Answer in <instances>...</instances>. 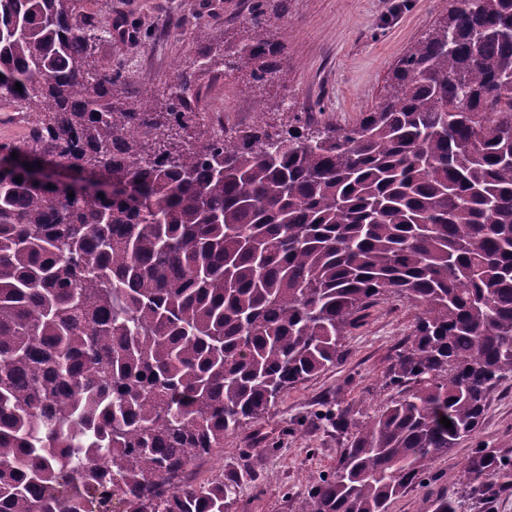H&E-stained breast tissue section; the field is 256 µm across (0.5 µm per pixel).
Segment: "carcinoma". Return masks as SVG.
<instances>
[{
  "label": "carcinoma",
  "instance_id": "cac0c4a2",
  "mask_svg": "<svg viewBox=\"0 0 512 512\" xmlns=\"http://www.w3.org/2000/svg\"><path fill=\"white\" fill-rule=\"evenodd\" d=\"M76 2L0 0V102L31 117L0 145V512H232L238 478L194 463L387 294L419 310L388 376L414 387L336 413L349 444L302 512H389L512 380V0H456L354 127L219 139L188 133L197 63L132 93ZM272 53L231 56L261 83L288 75ZM459 484L511 493L512 461L479 448Z\"/></svg>",
  "mask_w": 512,
  "mask_h": 512
}]
</instances>
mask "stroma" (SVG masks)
I'll list each match as a JSON object with an SVG mask.
<instances>
[{"label": "stroma", "mask_w": 512, "mask_h": 512, "mask_svg": "<svg viewBox=\"0 0 512 512\" xmlns=\"http://www.w3.org/2000/svg\"><path fill=\"white\" fill-rule=\"evenodd\" d=\"M252 0H82L81 10L98 20L139 30L137 38L113 36L100 43L99 62L122 69L132 87L170 85L177 61L198 56L192 31L217 33L208 71L197 74L198 117L222 107L226 130L262 124L343 128L358 123L390 89L398 61L435 25L453 0H287L268 9L259 35L278 45L286 78L252 83L245 68L226 64L224 47L249 35ZM419 312L407 300L380 297L366 321L351 329L336 366L285 390L259 421L226 435L223 447L199 459L197 481L247 469L236 512H301L312 484L330 474L349 433L336 429L330 413L351 417L373 412L404 396L408 385L392 386L386 374ZM479 448L512 457V381L492 388L478 429L459 441L434 467L433 481L414 485L390 504V512H434L440 494L456 492V477Z\"/></svg>", "instance_id": "1"}]
</instances>
